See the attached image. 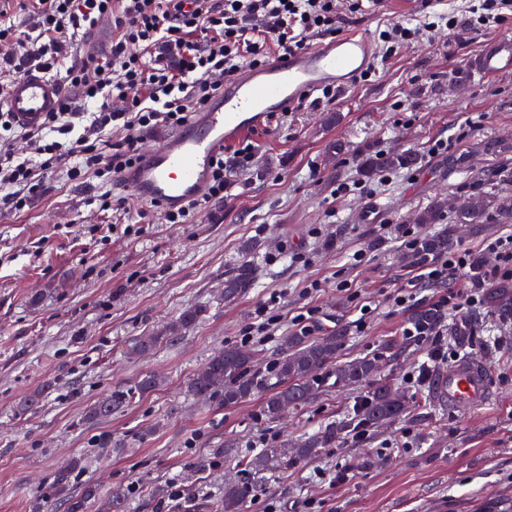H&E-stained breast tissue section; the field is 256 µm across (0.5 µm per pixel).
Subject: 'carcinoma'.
<instances>
[{"instance_id": "1", "label": "carcinoma", "mask_w": 512, "mask_h": 512, "mask_svg": "<svg viewBox=\"0 0 512 512\" xmlns=\"http://www.w3.org/2000/svg\"><path fill=\"white\" fill-rule=\"evenodd\" d=\"M413 157L409 153L368 157L363 162L367 174L380 168L405 167ZM486 217L482 200L472 198L467 206L455 212L458 224H480ZM450 238L446 234L432 236L421 241L414 259L423 261L430 256L448 252ZM256 269L248 262L242 263L237 272L224 281V298L234 299L246 293L255 284ZM485 302L504 316H512V281L503 280L487 289ZM201 310H184L176 320L166 324L150 336H141L130 344L133 354L144 355L162 344L180 339L182 332L194 326ZM414 323L430 328L441 320V314L432 309H421L413 314ZM347 341L342 334H331L313 340L303 336H288L284 340L282 356L273 371L258 376L249 370L252 354L236 346H226L215 353L188 382L190 395L210 399L222 396L224 406L233 407L256 395L263 396V412L270 421H277L289 406H301L311 401L319 386L317 373L325 370L335 377L338 386L371 384L370 398L354 407L341 420L331 422L317 432L304 437L297 447L284 443L278 448L250 458L239 448L224 449V456L238 458L246 475L224 481V512H239L242 504L256 499L270 488L280 476L295 469L302 462L316 457L323 448L336 445L341 436L382 424L397 417L405 409V397L398 384L378 376L377 360L364 357L340 363L339 353ZM156 385L154 375L147 374L137 382L135 390L115 388L99 400L89 411L90 419H107L124 410L134 395L145 393ZM96 489L88 485L79 494L68 498V512H87Z\"/></svg>"}]
</instances>
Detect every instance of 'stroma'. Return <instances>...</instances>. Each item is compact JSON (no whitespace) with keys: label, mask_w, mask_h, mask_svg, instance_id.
<instances>
[{"label":"stroma","mask_w":512,"mask_h":512,"mask_svg":"<svg viewBox=\"0 0 512 512\" xmlns=\"http://www.w3.org/2000/svg\"><path fill=\"white\" fill-rule=\"evenodd\" d=\"M421 15V0H361L342 11L338 30L375 37ZM486 37L464 26L439 30L376 58L371 77L335 101L277 113L252 132L255 158L234 173L223 202L193 223L158 216L125 232L144 203L131 198L124 212H98L99 179L56 172L44 173L42 195L24 211H0V512H33L37 502L43 512H66L67 493L87 483L103 499L124 494L127 512H166L175 482L193 494V512H220L224 480L239 472L223 449L258 454L343 418L366 387L324 378L313 401L277 423L258 396L227 408L188 395L193 374L215 351L240 344L259 302L275 292L281 323L249 344L256 371L268 372L284 339L299 334L291 319L317 279L323 287L308 301L323 334H345L341 360L379 358L382 377L406 382L429 347L408 341L396 356L385 348L414 313L393 305L416 274L401 227L422 238L449 231L454 248L475 249L512 226L504 209L512 200V74L486 79L467 66ZM438 139L450 145L435 154ZM406 151L417 157L412 167L362 171L366 157ZM478 189L494 193L485 221L455 224L453 206ZM440 198L450 205L441 220L419 223ZM246 261L256 268L254 288L225 300L226 277ZM345 279L351 290H340ZM189 307L202 314L182 339L129 354L134 338ZM440 325L449 357L489 369L487 406L455 413L414 396L410 412L364 440L322 449L242 512H305L310 499L320 512H512V319L481 302ZM146 373L157 375V387L108 419H87L112 389ZM36 392L40 406L21 410L20 399ZM104 431L118 447L97 448ZM340 463L352 467L345 483L319 478ZM66 466L63 490L56 478Z\"/></svg>","instance_id":"35a3bbf8"}]
</instances>
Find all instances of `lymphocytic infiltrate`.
<instances>
[{
    "label": "lymphocytic infiltrate",
    "mask_w": 512,
    "mask_h": 512,
    "mask_svg": "<svg viewBox=\"0 0 512 512\" xmlns=\"http://www.w3.org/2000/svg\"><path fill=\"white\" fill-rule=\"evenodd\" d=\"M36 42L22 39L0 23V75L39 71L63 91L59 111L38 126L14 123L0 113V207L20 211L41 193L39 172L60 170L69 179L94 174L111 182L114 173L142 155L144 132L179 127L224 90L226 77L241 65L266 59L267 43L290 53L307 34H332L339 18L337 0H34ZM111 26L110 43L85 54L71 51L76 34L99 23ZM459 18L430 13L418 26L396 25L381 33L387 54ZM120 139H109L112 130ZM251 144L219 154L203 201L164 212L170 224H187L203 204L222 201L233 170L248 166ZM495 254L491 266L476 265L471 249L433 257L419 266L418 282L439 287L435 307L447 312L480 302L487 283L512 277V232L486 241ZM465 278L464 289H447Z\"/></svg>",
    "instance_id": "lymphocytic-infiltrate-1"
}]
</instances>
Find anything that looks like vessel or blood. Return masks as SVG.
Instances as JSON below:
<instances>
[{
    "label": "vessel or blood",
    "mask_w": 512,
    "mask_h": 512,
    "mask_svg": "<svg viewBox=\"0 0 512 512\" xmlns=\"http://www.w3.org/2000/svg\"><path fill=\"white\" fill-rule=\"evenodd\" d=\"M369 34L350 31L270 63L249 67L224 82V93L188 123L163 131L156 145L132 166L117 173L112 185L144 203L176 211L205 196L212 164L225 146L260 127L271 113L288 112L324 87L345 91L372 66ZM468 65L486 78L512 73V34L489 37ZM59 85L39 72L16 78L6 101L14 121L41 123L58 111ZM433 393L439 404L468 412L491 399L490 374L480 363L462 361L436 372Z\"/></svg>",
    "instance_id": "vessel-or-blood-1"
}]
</instances>
